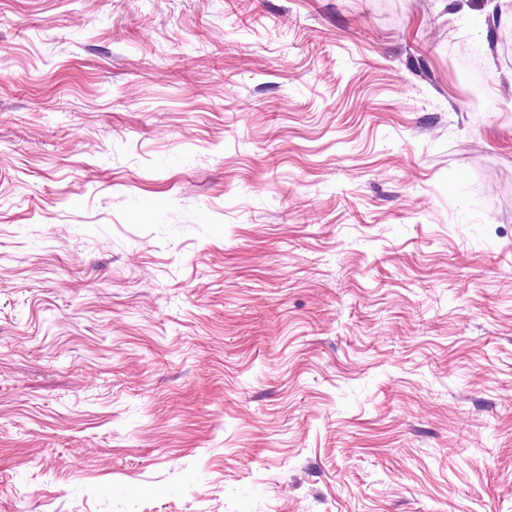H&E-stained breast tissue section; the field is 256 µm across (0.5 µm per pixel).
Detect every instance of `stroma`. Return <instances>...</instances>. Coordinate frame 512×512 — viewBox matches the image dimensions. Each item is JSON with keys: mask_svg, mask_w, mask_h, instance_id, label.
Here are the masks:
<instances>
[{"mask_svg": "<svg viewBox=\"0 0 512 512\" xmlns=\"http://www.w3.org/2000/svg\"><path fill=\"white\" fill-rule=\"evenodd\" d=\"M505 29L0 0V512H512ZM457 58L472 88L469 93L473 105V112H484L485 104L481 93L479 63L475 58L468 56L462 49L459 51Z\"/></svg>", "mask_w": 512, "mask_h": 512, "instance_id": "35a3bbf8", "label": "stroma"}]
</instances>
